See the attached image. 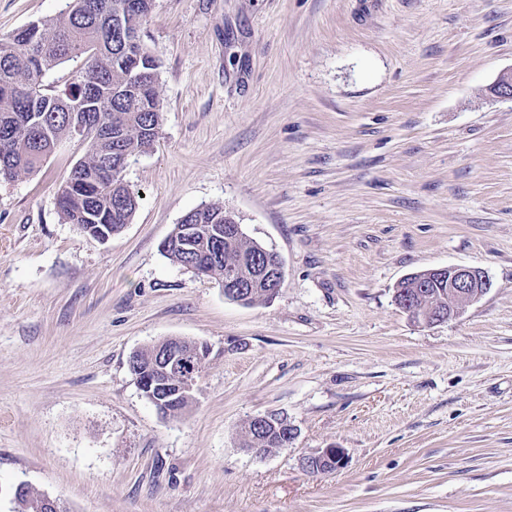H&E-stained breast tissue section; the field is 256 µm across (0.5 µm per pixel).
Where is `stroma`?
Wrapping results in <instances>:
<instances>
[{"label": "stroma", "instance_id": "obj_1", "mask_svg": "<svg viewBox=\"0 0 512 512\" xmlns=\"http://www.w3.org/2000/svg\"><path fill=\"white\" fill-rule=\"evenodd\" d=\"M68 3L0 0V36ZM140 40L161 122L121 232L60 214L80 137L0 178V512L21 483L66 512H512V0H153ZM210 204L280 257L272 300L163 253ZM448 265L488 291L432 324L395 304ZM169 337L209 348L176 415L129 369ZM269 411L295 440L246 451ZM345 461V452L342 448L329 446L315 455L304 458L302 466L307 472L320 475L342 469Z\"/></svg>", "mask_w": 512, "mask_h": 512}]
</instances>
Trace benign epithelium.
<instances>
[{
	"instance_id": "1",
	"label": "benign epithelium",
	"mask_w": 512,
	"mask_h": 512,
	"mask_svg": "<svg viewBox=\"0 0 512 512\" xmlns=\"http://www.w3.org/2000/svg\"><path fill=\"white\" fill-rule=\"evenodd\" d=\"M448 272V289L440 293L442 304L427 310H419L417 301L433 295L431 284L424 283L415 289L414 296L403 299L401 289H396L394 301L412 318L426 323L443 322L455 316L458 310L480 299L490 288L484 272L476 267L446 266L435 269V272ZM172 345L165 351L159 362L158 372L165 379L177 378L176 395L191 396L197 383L199 356L188 352L178 338L170 339ZM345 452L341 448L330 446L315 455L304 458L303 468L315 475L327 474L342 469L345 465Z\"/></svg>"
}]
</instances>
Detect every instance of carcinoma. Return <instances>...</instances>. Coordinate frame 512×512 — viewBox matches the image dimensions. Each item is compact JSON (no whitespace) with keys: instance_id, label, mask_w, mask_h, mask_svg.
Here are the masks:
<instances>
[{"instance_id":"cac0c4a2","label":"carcinoma","mask_w":512,"mask_h":512,"mask_svg":"<svg viewBox=\"0 0 512 512\" xmlns=\"http://www.w3.org/2000/svg\"><path fill=\"white\" fill-rule=\"evenodd\" d=\"M152 0H71L70 9L47 23H32L0 38V175L31 172L63 138L76 133L87 142V158L70 171L58 197L68 224L105 240L130 222L139 194L122 172L128 159L149 148L160 126L156 85L159 64L142 46L139 31ZM83 67L64 89L43 84L47 71L71 60ZM235 224L224 207L204 205L187 212L183 227L198 229L197 252L164 250L181 267L203 257V275L220 280L234 272L248 286L243 303L267 301L264 267L271 251L244 234L216 240L208 231ZM155 344L131 356L141 371L143 393L161 400L171 388L155 378ZM243 438L278 448L285 430L249 424Z\"/></svg>"}]
</instances>
